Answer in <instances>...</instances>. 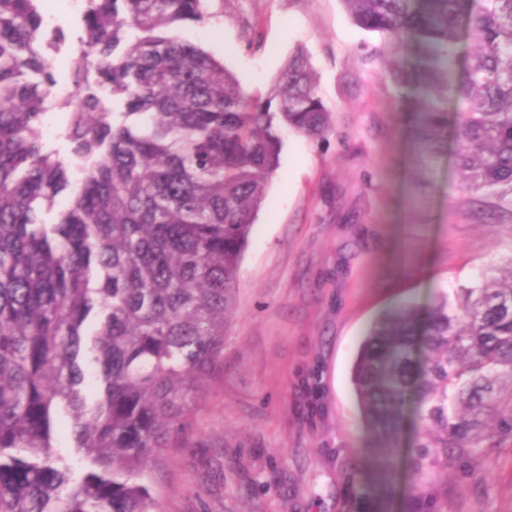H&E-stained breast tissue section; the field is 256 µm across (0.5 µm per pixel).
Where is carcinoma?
<instances>
[{"label":"carcinoma","instance_id":"carcinoma-1","mask_svg":"<svg viewBox=\"0 0 512 512\" xmlns=\"http://www.w3.org/2000/svg\"><path fill=\"white\" fill-rule=\"evenodd\" d=\"M207 0H84L66 100L53 96L38 0H0V512H161L151 485L177 443L190 394L223 370L224 328L254 214L284 128L327 131L308 57L268 96L173 33ZM353 21L423 48L414 68L453 112L427 106L428 154L447 135L468 191L512 205V0H343ZM68 111L65 160L43 142ZM71 206L47 224L63 190ZM512 385V258L506 273L402 305L368 328L351 382L375 447L393 451L408 404L420 512H447L433 485L448 454L478 448ZM67 419L76 480L59 439Z\"/></svg>","mask_w":512,"mask_h":512}]
</instances>
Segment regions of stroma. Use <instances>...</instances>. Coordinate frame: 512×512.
Returning a JSON list of instances; mask_svg holds the SVG:
<instances>
[{
	"label": "stroma",
	"mask_w": 512,
	"mask_h": 512,
	"mask_svg": "<svg viewBox=\"0 0 512 512\" xmlns=\"http://www.w3.org/2000/svg\"><path fill=\"white\" fill-rule=\"evenodd\" d=\"M64 36L69 79L80 15L40 0ZM210 20L177 33L212 53L248 93H269L305 50L328 108L315 139L289 132L238 266L224 370L194 394L179 445L152 474L163 512H415L406 422L396 455L369 449L350 382L369 324L405 303L476 284L512 256V207L466 192L447 155L414 126L430 97L392 77L391 43L342 0H210ZM260 49L248 46L251 35ZM447 512H512V406L480 448L443 469Z\"/></svg>",
	"instance_id": "1"
}]
</instances>
